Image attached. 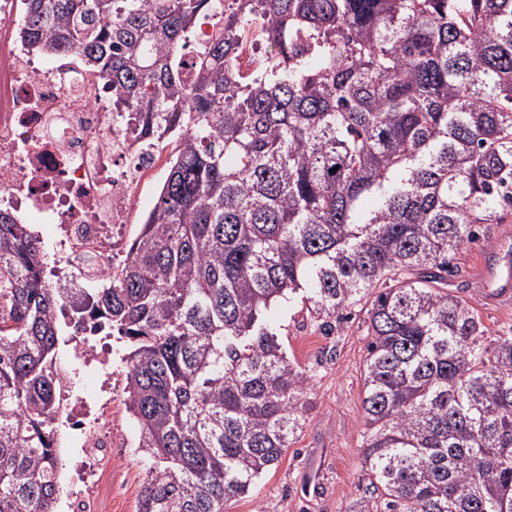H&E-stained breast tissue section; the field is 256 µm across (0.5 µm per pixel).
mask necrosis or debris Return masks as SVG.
Instances as JSON below:
<instances>
[{
    "label": "necrosis or debris",
    "mask_w": 512,
    "mask_h": 512,
    "mask_svg": "<svg viewBox=\"0 0 512 512\" xmlns=\"http://www.w3.org/2000/svg\"><path fill=\"white\" fill-rule=\"evenodd\" d=\"M18 20L17 0H0V207L57 225V279L74 267L80 287L96 288L121 266L131 216L173 155L155 138L131 136L102 76L29 54L13 38ZM71 428L73 445L96 464L94 485L111 486V402L74 414Z\"/></svg>",
    "instance_id": "necrosis-or-debris-1"
}]
</instances>
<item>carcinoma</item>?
<instances>
[{
  "label": "carcinoma",
  "mask_w": 512,
  "mask_h": 512,
  "mask_svg": "<svg viewBox=\"0 0 512 512\" xmlns=\"http://www.w3.org/2000/svg\"><path fill=\"white\" fill-rule=\"evenodd\" d=\"M19 40L112 84L130 130L181 136L103 288L46 277L0 209V512H59V349L128 352L152 458L137 512H224L290 447L309 382L264 310L366 298L362 467L375 512H512V332L448 294L512 204V0H19ZM210 21L204 45L193 30ZM273 47L259 78L245 30ZM336 172H331V169Z\"/></svg>",
  "instance_id": "1"
}]
</instances>
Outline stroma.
<instances>
[{"label":"stroma","mask_w":512,"mask_h":512,"mask_svg":"<svg viewBox=\"0 0 512 512\" xmlns=\"http://www.w3.org/2000/svg\"><path fill=\"white\" fill-rule=\"evenodd\" d=\"M478 232L476 242L458 250L454 259L458 272L449 277L448 291L475 307L491 341L512 328V287L498 290L487 281L485 256L496 244L512 253V206L502 209L500 223L479 225ZM265 318L290 360L309 378L308 409L291 447L247 494L229 500L225 512H360L368 503L369 485L361 462L366 307H351L348 316L330 330L299 298L274 304ZM107 345L114 370L110 377L95 365L79 361L74 346L63 348L62 363L76 371L67 398L72 406L81 399L93 405L108 391L118 401L113 418L110 512H136L145 471L137 448L140 430L124 403V346L114 339Z\"/></svg>","instance_id":"35a3bbf8"}]
</instances>
